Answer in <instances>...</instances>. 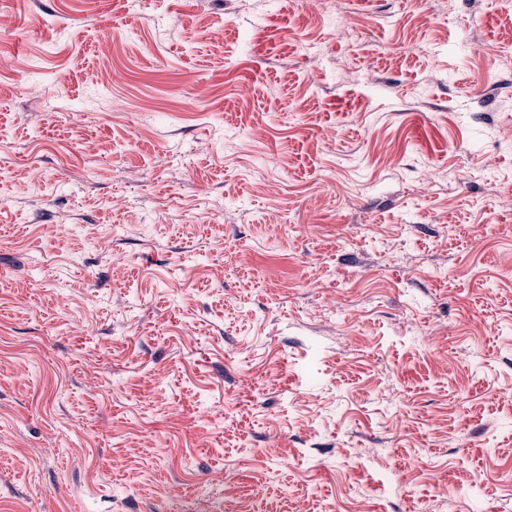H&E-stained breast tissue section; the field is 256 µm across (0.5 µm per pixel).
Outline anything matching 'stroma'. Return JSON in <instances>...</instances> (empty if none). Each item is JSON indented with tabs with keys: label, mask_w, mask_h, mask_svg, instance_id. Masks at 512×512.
I'll use <instances>...</instances> for the list:
<instances>
[{
	"label": "stroma",
	"mask_w": 512,
	"mask_h": 512,
	"mask_svg": "<svg viewBox=\"0 0 512 512\" xmlns=\"http://www.w3.org/2000/svg\"><path fill=\"white\" fill-rule=\"evenodd\" d=\"M335 4L0 0V512L512 505V0Z\"/></svg>",
	"instance_id": "35a3bbf8"
}]
</instances>
